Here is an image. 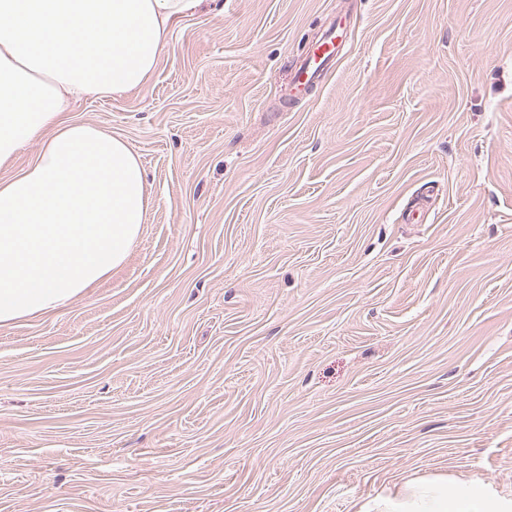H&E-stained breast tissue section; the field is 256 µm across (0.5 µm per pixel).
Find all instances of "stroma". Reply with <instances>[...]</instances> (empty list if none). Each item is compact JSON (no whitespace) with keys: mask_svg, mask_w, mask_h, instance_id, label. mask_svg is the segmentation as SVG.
<instances>
[{"mask_svg":"<svg viewBox=\"0 0 512 512\" xmlns=\"http://www.w3.org/2000/svg\"><path fill=\"white\" fill-rule=\"evenodd\" d=\"M65 117L127 142L150 208L109 279L0 324V512L512 496V0H202ZM342 34L344 37L345 31L336 32V23H333L322 40L299 59L292 67L290 80L284 88L286 96L298 98L309 90L338 54L339 42L343 41Z\"/></svg>","mask_w":512,"mask_h":512,"instance_id":"1","label":"stroma"}]
</instances>
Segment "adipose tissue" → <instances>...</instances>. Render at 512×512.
I'll return each mask as SVG.
<instances>
[{"label":"adipose tissue","mask_w":512,"mask_h":512,"mask_svg":"<svg viewBox=\"0 0 512 512\" xmlns=\"http://www.w3.org/2000/svg\"><path fill=\"white\" fill-rule=\"evenodd\" d=\"M199 0H0V323L59 308L126 260L145 220L144 169L128 144L65 120L69 103L141 88L174 21ZM357 512H512V498L434 476ZM38 152L39 144L37 142L25 144L11 166L0 167V182L6 181L26 169L35 161Z\"/></svg>","instance_id":"adipose-tissue-1"}]
</instances>
